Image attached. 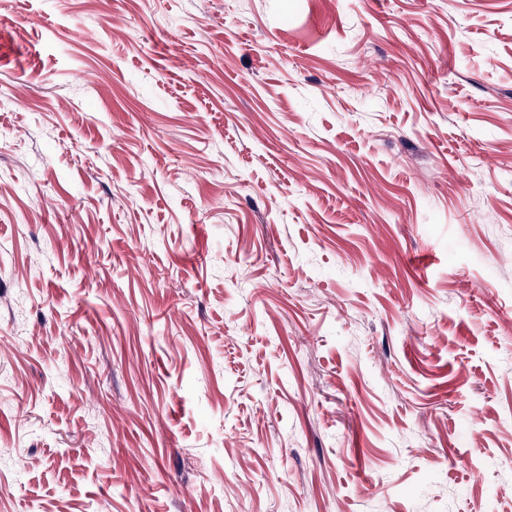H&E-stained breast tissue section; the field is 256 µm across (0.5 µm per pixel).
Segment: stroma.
<instances>
[{"label": "stroma", "mask_w": 512, "mask_h": 512, "mask_svg": "<svg viewBox=\"0 0 512 512\" xmlns=\"http://www.w3.org/2000/svg\"><path fill=\"white\" fill-rule=\"evenodd\" d=\"M512 0H0V512L512 504Z\"/></svg>", "instance_id": "obj_1"}]
</instances>
